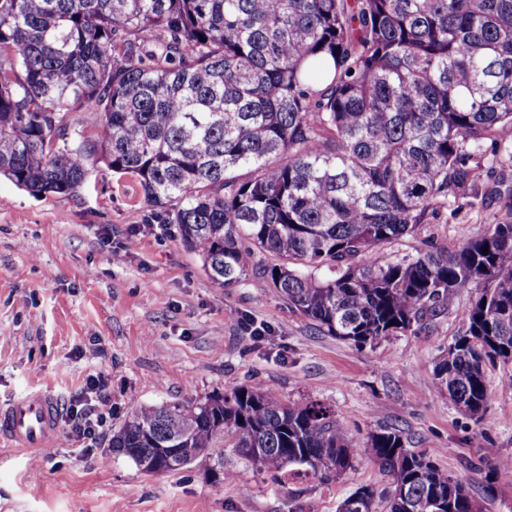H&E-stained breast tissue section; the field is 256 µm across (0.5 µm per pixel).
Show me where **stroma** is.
<instances>
[{"mask_svg":"<svg viewBox=\"0 0 512 512\" xmlns=\"http://www.w3.org/2000/svg\"><path fill=\"white\" fill-rule=\"evenodd\" d=\"M511 216V196L480 208L452 201L384 253L450 250ZM477 294L459 289L415 333L356 346L316 329L263 278L214 285L176 226L154 221L138 182L98 157L64 197H35L0 177V404L51 392L67 409L92 379L104 394L94 437L64 418L50 454L0 442V512H337L365 485L376 492L374 512H387L391 478L368 449L385 428L466 482L484 512H512V483L494 477L498 461L512 458V361L486 368L483 420L434 388V365L463 335ZM259 383L283 401L328 406L363 449L353 468L276 482L229 438L224 467L235 478L227 481L201 460L147 474L109 448L141 406Z\"/></svg>","mask_w":512,"mask_h":512,"instance_id":"stroma-1","label":"stroma"}]
</instances>
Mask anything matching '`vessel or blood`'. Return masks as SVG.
I'll list each match as a JSON object with an SVG mask.
<instances>
[{
    "label": "vessel or blood",
    "mask_w": 512,
    "mask_h": 512,
    "mask_svg": "<svg viewBox=\"0 0 512 512\" xmlns=\"http://www.w3.org/2000/svg\"><path fill=\"white\" fill-rule=\"evenodd\" d=\"M62 403L52 393L19 396L0 407V439L15 448H45L57 435Z\"/></svg>",
    "instance_id": "1"
}]
</instances>
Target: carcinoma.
<instances>
[{
	"label": "carcinoma",
	"mask_w": 512,
	"mask_h": 512,
	"mask_svg": "<svg viewBox=\"0 0 512 512\" xmlns=\"http://www.w3.org/2000/svg\"><path fill=\"white\" fill-rule=\"evenodd\" d=\"M75 112L95 138L72 147ZM509 129L512 0H0V176L69 195L98 155L218 287L251 272L356 346L480 289L434 367L478 420L486 364L512 360V221L452 251L382 248L450 198L479 200L483 147ZM228 434L276 480L342 475L361 452L328 407L260 385L141 407L111 448L147 474L222 470ZM371 452L389 512H482L399 431L373 434Z\"/></svg>",
	"instance_id": "obj_1"
}]
</instances>
